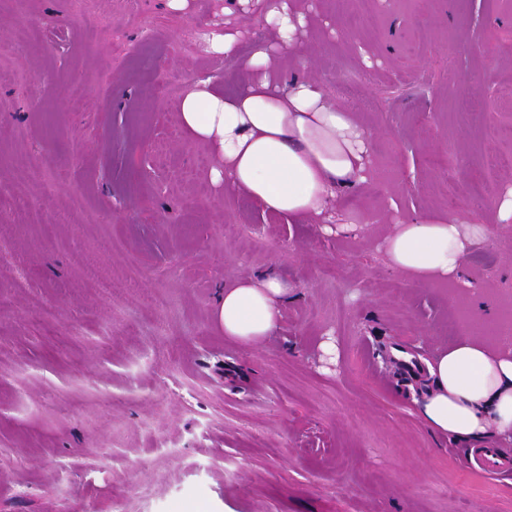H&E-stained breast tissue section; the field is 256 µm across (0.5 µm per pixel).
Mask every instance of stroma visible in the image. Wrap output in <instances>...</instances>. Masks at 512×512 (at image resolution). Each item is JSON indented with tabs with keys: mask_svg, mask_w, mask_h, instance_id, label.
I'll list each match as a JSON object with an SVG mask.
<instances>
[{
	"mask_svg": "<svg viewBox=\"0 0 512 512\" xmlns=\"http://www.w3.org/2000/svg\"><path fill=\"white\" fill-rule=\"evenodd\" d=\"M308 11L281 79L371 134L332 235L213 184L178 123L195 79L240 75L199 27L243 30L239 60L269 38L238 0H0V512H512V472L468 467L389 361L512 347V165L487 167L512 154V0ZM461 213L494 233L458 280L389 267L395 223ZM269 268L291 285L280 329L226 339L220 289Z\"/></svg>",
	"mask_w": 512,
	"mask_h": 512,
	"instance_id": "1",
	"label": "stroma"
}]
</instances>
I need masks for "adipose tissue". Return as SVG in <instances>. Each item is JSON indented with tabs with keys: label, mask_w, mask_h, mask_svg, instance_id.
<instances>
[{
	"label": "adipose tissue",
	"mask_w": 512,
	"mask_h": 512,
	"mask_svg": "<svg viewBox=\"0 0 512 512\" xmlns=\"http://www.w3.org/2000/svg\"><path fill=\"white\" fill-rule=\"evenodd\" d=\"M242 2L258 6L272 40L258 43L243 62L235 93L208 78L195 80L182 97L179 122L213 153L214 182L270 213L309 224L337 189L368 179L370 136L316 82L280 80L281 54L299 47L308 29L295 0ZM491 232L461 215L421 216L395 225L384 248L394 271L420 284L443 282L460 275L469 243ZM289 289L272 270L235 281L214 306V321L227 338L260 341L279 329ZM412 396L423 423L454 442H512V348L495 351L462 337L426 360Z\"/></svg>",
	"instance_id": "adipose-tissue-1"
}]
</instances>
